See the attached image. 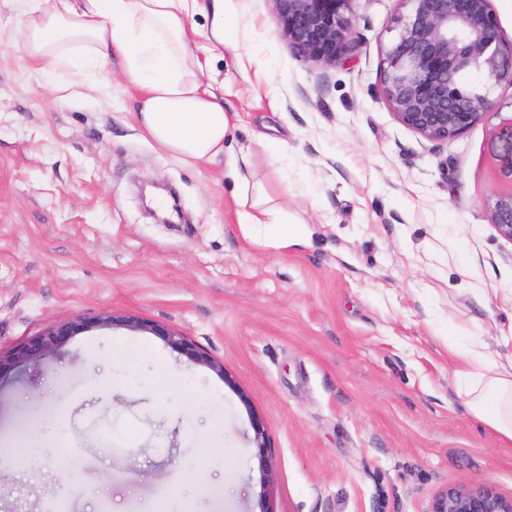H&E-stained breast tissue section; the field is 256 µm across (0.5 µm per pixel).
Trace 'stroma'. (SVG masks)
<instances>
[{
    "instance_id": "stroma-1",
    "label": "stroma",
    "mask_w": 512,
    "mask_h": 512,
    "mask_svg": "<svg viewBox=\"0 0 512 512\" xmlns=\"http://www.w3.org/2000/svg\"><path fill=\"white\" fill-rule=\"evenodd\" d=\"M210 2L192 66L232 145L260 132L286 151L284 179L254 157L294 224L285 248L244 234L223 159L184 163L139 129L119 57L61 96L71 72L26 56L24 4L0 0V354L57 322L136 315L224 367L93 327L1 378L0 512H431L481 483L512 497V444L466 412L448 356L449 335L491 345L512 325V241L483 206L512 189V82L497 112L429 140L383 92L399 0H358L331 66L292 53L268 0H236L246 39L210 40ZM252 50L269 67L240 74ZM25 442L40 454L20 463Z\"/></svg>"
}]
</instances>
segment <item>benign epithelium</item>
<instances>
[{"label": "benign epithelium", "mask_w": 512, "mask_h": 512, "mask_svg": "<svg viewBox=\"0 0 512 512\" xmlns=\"http://www.w3.org/2000/svg\"><path fill=\"white\" fill-rule=\"evenodd\" d=\"M357 0H269L281 37L301 60L332 65L351 48ZM407 12L396 19L397 35L385 52L384 95L395 118L430 140H452L495 108L492 87L512 79V41L502 38L491 0H400ZM473 71L485 75L481 87L469 84ZM498 234L512 241V190L483 202ZM115 317L95 323L58 322L0 357V377L14 366L52 355L73 336L92 327H112ZM131 330L163 339L199 365L224 368L168 328L136 317L121 319ZM260 470L270 479L271 452L260 423L254 424ZM431 512H512V497L487 484L442 490Z\"/></svg>", "instance_id": "benign-epithelium-1"}]
</instances>
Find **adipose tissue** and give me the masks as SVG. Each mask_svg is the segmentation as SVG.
I'll return each instance as SVG.
<instances>
[{
  "mask_svg": "<svg viewBox=\"0 0 512 512\" xmlns=\"http://www.w3.org/2000/svg\"><path fill=\"white\" fill-rule=\"evenodd\" d=\"M192 0H27L24 51L33 61L84 73L93 61L71 54L90 46L101 59L119 55L123 76L141 94L140 127L163 150L187 161L224 160V177L235 188L238 222L261 228L274 245L289 242L288 217L281 207L250 194L251 148L225 141L230 117L224 101L204 87L188 61V20ZM501 347L450 343L461 362L458 387L477 421L512 442V333Z\"/></svg>",
  "mask_w": 512,
  "mask_h": 512,
  "instance_id": "ef3b65f1",
  "label": "adipose tissue"
}]
</instances>
